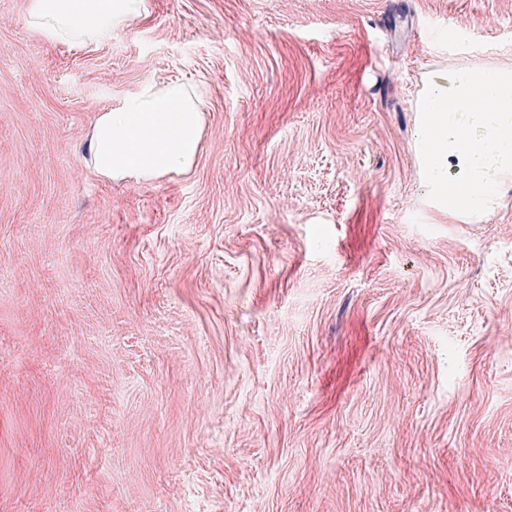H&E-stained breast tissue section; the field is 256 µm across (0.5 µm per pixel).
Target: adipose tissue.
<instances>
[{
  "mask_svg": "<svg viewBox=\"0 0 512 512\" xmlns=\"http://www.w3.org/2000/svg\"><path fill=\"white\" fill-rule=\"evenodd\" d=\"M147 13L146 0H29L27 23L52 46L111 39ZM202 95L175 80L144 79L90 124L84 160L109 180L150 182L196 164L204 132ZM424 159L448 211L466 217L492 211L497 189L512 179V68L449 70L430 81Z\"/></svg>",
  "mask_w": 512,
  "mask_h": 512,
  "instance_id": "ef3b65f1",
  "label": "adipose tissue"
}]
</instances>
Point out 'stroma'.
<instances>
[{"instance_id": "obj_1", "label": "stroma", "mask_w": 512, "mask_h": 512, "mask_svg": "<svg viewBox=\"0 0 512 512\" xmlns=\"http://www.w3.org/2000/svg\"><path fill=\"white\" fill-rule=\"evenodd\" d=\"M0 0V512H512V181L460 221L419 104L512 0H148L50 46ZM200 89L194 169L97 112ZM202 107V95L191 85L146 78L95 116L84 143L85 163L109 180L150 182L186 173L201 150Z\"/></svg>"}]
</instances>
